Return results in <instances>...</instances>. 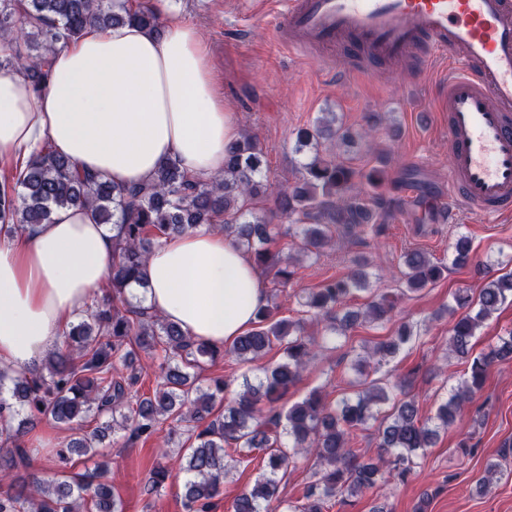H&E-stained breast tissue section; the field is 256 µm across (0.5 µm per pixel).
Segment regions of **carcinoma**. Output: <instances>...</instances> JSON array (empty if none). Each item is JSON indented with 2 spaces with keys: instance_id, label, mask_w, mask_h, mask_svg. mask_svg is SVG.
I'll return each mask as SVG.
<instances>
[{
  "instance_id": "1",
  "label": "carcinoma",
  "mask_w": 512,
  "mask_h": 512,
  "mask_svg": "<svg viewBox=\"0 0 512 512\" xmlns=\"http://www.w3.org/2000/svg\"><path fill=\"white\" fill-rule=\"evenodd\" d=\"M128 22L161 29L157 13L132 0H0V32L16 26L27 29L29 44L37 51L20 68L37 86L46 76L47 55L56 44L77 39L89 25ZM335 121L334 116H323L313 128L298 133L296 151L309 148L313 154L275 200L276 209L296 226L298 253L308 258L319 257L337 236L352 241L364 234L382 235L395 207L393 200L381 194L369 197L364 191L382 186L385 170L357 172L321 155V139L337 134L331 127ZM261 173V150L251 136L244 135L226 149L224 178L215 184L200 183L167 162L149 183L118 187L90 179L69 159L51 154L32 161L23 178L0 183V233L45 224L54 209L75 204L90 206L99 223L116 226L115 260L109 274L112 301L89 308L71 324L40 374L0 369V479L13 487L0 497V512H122L100 469L67 474L73 455L96 456V442L110 428L128 433L132 441L159 436L163 423L175 418L193 423L192 444L183 449L179 461L187 512H209L222 495L229 444L241 456L255 450L264 453L262 472L237 497L233 512H278L284 503L280 483L301 452L313 456L318 469L315 480L304 488L303 502L288 505V512H325L331 501L354 497L376 485L384 471L395 480H407L419 452L431 446L439 430L455 422L463 402L483 387L488 369L512 359L511 332L472 359L466 380L438 407L433 422L421 418L414 399L393 397V387L381 378L364 381L361 391L338 404L313 392L285 411L279 403L299 379L317 341L304 335L301 320L273 317L275 294L259 310L255 326L222 347L194 340L178 325L150 312L143 299L130 292L142 284L148 253L161 238L204 225L224 231L257 265L276 269V284L284 287L290 282L293 272L280 267L279 253L271 250L279 232L257 207L265 193ZM470 251L469 237L457 236L452 263H466ZM400 265L402 295L435 282L445 270L443 263L420 251L404 253ZM364 267L359 260L349 274L298 294L301 312L323 323V341L347 335L359 322L389 320L393 305L385 294H371L362 308L347 307L348 299L370 291ZM509 298L512 273L487 282L475 298L456 295V307L465 313L449 330L450 347L467 357L477 330ZM412 337V328L401 325L395 336L366 352L359 360V372H378ZM275 343L284 346L283 360L266 370L258 384L244 380L224 413H215V403L223 399L228 383L222 377L201 379L205 366L224 355L252 363ZM133 345L161 359L160 381L149 396L139 394ZM117 361L130 373L114 374ZM388 402L391 408L379 426L380 454L365 459L352 448L356 431ZM41 416L69 428L91 417L108 416L112 426H98L59 449L53 463L59 478H26L17 473L27 461L22 438ZM172 470L170 464L157 462L147 480L149 491L160 492Z\"/></svg>"
}]
</instances>
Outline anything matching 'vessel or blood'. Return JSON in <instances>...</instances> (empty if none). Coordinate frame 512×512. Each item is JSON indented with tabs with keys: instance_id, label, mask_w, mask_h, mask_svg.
<instances>
[{
	"instance_id": "obj_1",
	"label": "vessel or blood",
	"mask_w": 512,
	"mask_h": 512,
	"mask_svg": "<svg viewBox=\"0 0 512 512\" xmlns=\"http://www.w3.org/2000/svg\"><path fill=\"white\" fill-rule=\"evenodd\" d=\"M276 31L288 48L365 46L378 60L427 45L450 156L440 216H512V0H284Z\"/></svg>"
}]
</instances>
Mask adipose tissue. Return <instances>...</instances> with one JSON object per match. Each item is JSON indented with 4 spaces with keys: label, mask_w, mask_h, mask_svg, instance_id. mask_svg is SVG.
<instances>
[{
    "label": "adipose tissue",
    "mask_w": 512,
    "mask_h": 512,
    "mask_svg": "<svg viewBox=\"0 0 512 512\" xmlns=\"http://www.w3.org/2000/svg\"><path fill=\"white\" fill-rule=\"evenodd\" d=\"M47 69L39 87L0 70V179L48 153L116 186L147 182L169 161L202 182L223 175L240 132L207 47L180 16L158 32L87 27L49 54ZM112 262V232L84 205L1 236L0 367L38 375L62 330L101 296ZM142 276L151 312L216 346L253 328L267 301L250 255L205 227L164 238Z\"/></svg>",
    "instance_id": "adipose-tissue-1"
}]
</instances>
